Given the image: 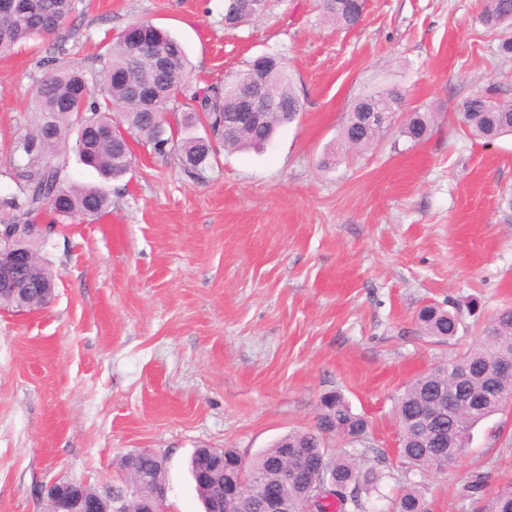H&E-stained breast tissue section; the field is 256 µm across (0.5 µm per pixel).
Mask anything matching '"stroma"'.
Masks as SVG:
<instances>
[{
    "label": "stroma",
    "instance_id": "obj_1",
    "mask_svg": "<svg viewBox=\"0 0 512 512\" xmlns=\"http://www.w3.org/2000/svg\"><path fill=\"white\" fill-rule=\"evenodd\" d=\"M73 4L70 68L95 72L103 44L149 20L183 43L201 87L278 54L302 111L263 150L218 149L198 180L134 146L109 213L47 237L51 302L0 309V512H45L60 479L113 484L121 457L141 449L165 460L169 512H203L194 449L253 456L313 428L336 391L367 436L326 446L387 473L370 512L412 482L432 512H477L483 493L512 484V408L425 474L399 457L393 415L407 384L512 308V136L473 138L458 112L477 93L512 100V55L481 24L483 0H366L351 29L327 21L320 0H264L231 29L224 0ZM51 47L36 38L0 55V199L18 191L16 145ZM389 89L405 110L434 113L426 139L395 123L373 149L329 162L354 102ZM425 304L459 311L453 340L419 333Z\"/></svg>",
    "mask_w": 512,
    "mask_h": 512
}]
</instances>
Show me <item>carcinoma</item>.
<instances>
[{
  "instance_id": "1",
  "label": "carcinoma",
  "mask_w": 512,
  "mask_h": 512,
  "mask_svg": "<svg viewBox=\"0 0 512 512\" xmlns=\"http://www.w3.org/2000/svg\"><path fill=\"white\" fill-rule=\"evenodd\" d=\"M12 11L0 14V53L15 44L38 37L57 36L68 28L73 11L72 0H14ZM364 0H323V12L338 26L353 28L362 20ZM253 15L251 0H228L224 18L239 22ZM480 21L488 28L512 29V0H484ZM66 52L63 44L44 59L46 69L36 89L38 122L21 137L19 147L27 162L17 170L19 192L0 200L7 210L5 224H38L50 214L62 220L80 218L96 221L111 206V192L104 184L77 185L62 176V169L49 161V155L67 147L71 134H76L75 151L79 160L94 169L104 180L111 181L126 174L132 164L131 143L151 150L166 161L174 159L183 173L200 178L215 157V139H224V119L235 112L237 100L248 91L243 77L205 88L192 86L188 80L186 52L176 39L152 22H136L126 27L107 46L102 68L95 77L61 65ZM164 55L167 69L153 72L151 57ZM279 68L270 82V95L276 106L258 128H238L228 150L259 148L275 131L293 122L301 111L292 81L282 58L266 54ZM149 78L154 82L156 102L148 111L131 95L133 87ZM101 86L103 95L94 96ZM403 94L387 90L376 94L370 102L358 99L347 112L339 135V146L345 151L371 149L388 125L381 124L371 111L395 115L402 106ZM462 120L471 133L487 142L512 134V101H499L476 94L460 105ZM433 112H413L402 127V133L414 142L426 138L434 121ZM198 124L209 125L213 138L193 136L189 130ZM33 252L32 277L45 283L54 282L51 268ZM418 331L448 340L459 331L457 314L434 304L422 306L417 313ZM512 361V310L499 311L477 344L448 359L446 365L425 373L408 384L396 397L394 413L400 430V454L416 470L428 471L440 462L451 463L466 453L474 428L488 417L505 409L495 399H483L478 405H462L451 416H443L438 430L448 437L446 446L422 440L407 425L408 419L433 400L446 394L454 384L455 369L468 365L479 373L473 389L491 395L512 394V375H481V371L500 361ZM318 417L328 421V428L315 423L304 432H290L263 449L247 462L238 465L239 454L233 448L215 449L224 453V486L245 485L249 491L264 488L281 492L288 499V512H306L305 487L284 483L283 470L297 464L296 452H306L323 462L304 479L322 489L315 512H367V501L379 491L386 474L375 463H365L345 451L332 453L324 446L326 431L352 436L358 441L365 434V419L353 412L340 393L321 398ZM121 489L129 483L134 489L124 500L125 512H141L146 497L157 484L165 482L164 458L155 452L124 455ZM426 492L413 484L404 489L394 502L393 512H426ZM479 512H512V486L484 497Z\"/></svg>"
}]
</instances>
